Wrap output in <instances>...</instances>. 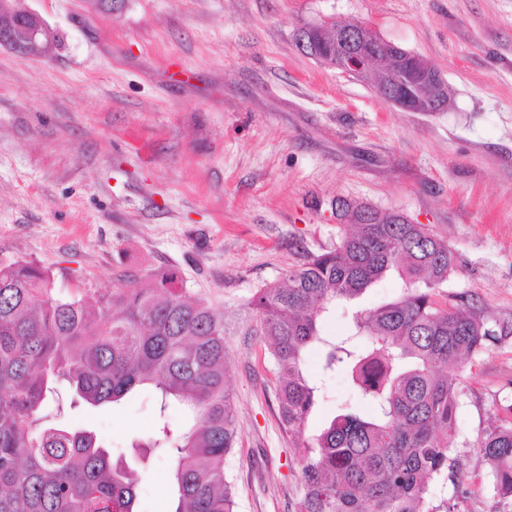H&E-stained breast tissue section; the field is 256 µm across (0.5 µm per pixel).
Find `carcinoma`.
<instances>
[{
  "label": "carcinoma",
  "instance_id": "carcinoma-1",
  "mask_svg": "<svg viewBox=\"0 0 512 512\" xmlns=\"http://www.w3.org/2000/svg\"><path fill=\"white\" fill-rule=\"evenodd\" d=\"M341 229L332 250L308 254L258 288V317L274 376L280 422L300 457L295 512H461L459 495H434L454 479L448 448L463 396L452 375L487 348L492 331L478 307L443 304L454 272L448 244L423 224L364 203L336 200ZM391 271L402 293L353 312L351 334L330 340L322 315L349 303ZM52 276L32 261L0 264V512H135L137 478L112 462L90 430L44 413L119 404L152 389L159 412L180 406L185 426L160 419L146 447L175 460L171 512H236L225 469L236 441V406L224 313L189 301L174 270L153 285L89 305L52 295ZM317 348L322 370L347 372L370 414L342 410L307 433L318 387L302 372ZM485 478L512 501V422L490 424L480 441Z\"/></svg>",
  "mask_w": 512,
  "mask_h": 512
}]
</instances>
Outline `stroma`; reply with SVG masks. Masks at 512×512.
<instances>
[{"label": "stroma", "instance_id": "stroma-1", "mask_svg": "<svg viewBox=\"0 0 512 512\" xmlns=\"http://www.w3.org/2000/svg\"><path fill=\"white\" fill-rule=\"evenodd\" d=\"M50 31L44 57L0 48V263L32 261L55 294L93 303L174 269L223 311L238 437L237 512H293L300 463L278 419L271 363L247 303L306 254L339 241L335 203H366L447 242L448 295L476 301L496 342L456 373L448 441L462 512H500L479 442L512 405V0H25ZM361 21L448 84L441 112H404L300 52L301 24ZM321 387L320 430L354 402ZM113 456L154 430L151 391L65 408ZM174 461L138 470V512H170Z\"/></svg>", "mask_w": 512, "mask_h": 512}]
</instances>
